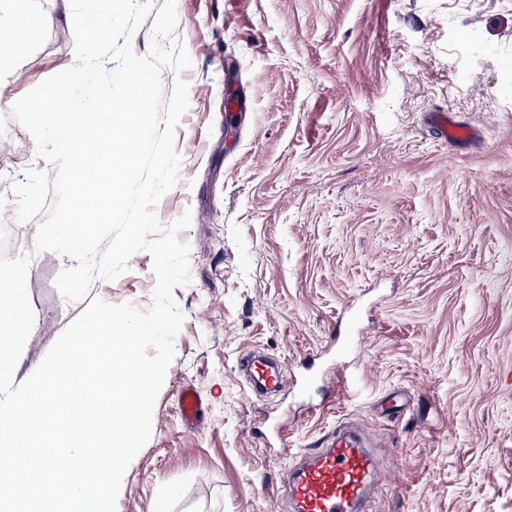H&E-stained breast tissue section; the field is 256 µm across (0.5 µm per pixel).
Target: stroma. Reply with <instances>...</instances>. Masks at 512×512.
Masks as SVG:
<instances>
[{
    "label": "stroma",
    "instance_id": "obj_1",
    "mask_svg": "<svg viewBox=\"0 0 512 512\" xmlns=\"http://www.w3.org/2000/svg\"><path fill=\"white\" fill-rule=\"evenodd\" d=\"M34 46L0 68V117L74 63L73 31L24 0ZM192 66L177 184L156 214L190 248L185 316L116 512H275L279 474L362 420L385 478L376 512H512V0H175ZM172 70L162 73L172 87ZM470 128L439 143L431 112ZM0 137V222L32 250L11 183L36 158ZM74 261L33 259L22 382L84 311L55 286ZM148 251L96 280L106 303L151 304ZM359 340L335 373L336 321ZM293 383L251 393L243 355ZM201 412L186 423L178 394Z\"/></svg>",
    "mask_w": 512,
    "mask_h": 512
}]
</instances>
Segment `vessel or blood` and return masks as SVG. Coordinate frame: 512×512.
<instances>
[{
	"label": "vessel or blood",
	"mask_w": 512,
	"mask_h": 512,
	"mask_svg": "<svg viewBox=\"0 0 512 512\" xmlns=\"http://www.w3.org/2000/svg\"><path fill=\"white\" fill-rule=\"evenodd\" d=\"M435 126L443 140L468 138L467 128L454 123L447 111L437 112ZM255 386L276 391L284 381V370L263 360L245 364ZM381 476L368 435L360 426L337 429L324 446L304 458L283 477L284 512H367Z\"/></svg>",
	"instance_id": "vessel-or-blood-1"
}]
</instances>
